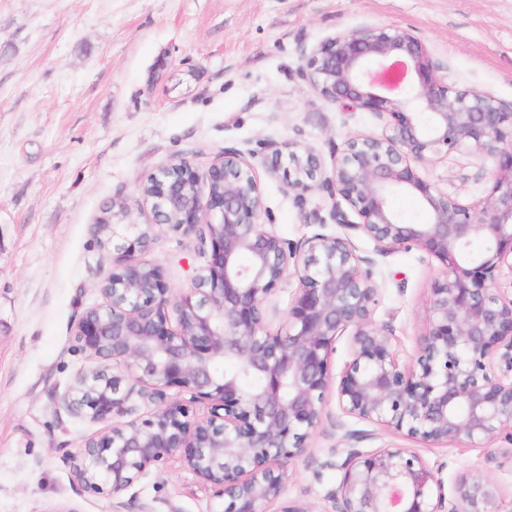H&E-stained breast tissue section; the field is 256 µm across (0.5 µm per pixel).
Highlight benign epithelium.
I'll list each match as a JSON object with an SVG mask.
<instances>
[{"mask_svg":"<svg viewBox=\"0 0 512 512\" xmlns=\"http://www.w3.org/2000/svg\"><path fill=\"white\" fill-rule=\"evenodd\" d=\"M298 76L345 112L389 118L380 136H349L328 174L296 142L267 144L271 172H283L288 192L300 203L314 190L327 192L345 233H318L294 246L266 228L255 170L234 148L203 177L185 160L152 174L151 193L138 197L152 222L114 224L105 242L117 252L100 284L105 302L74 329L95 367L76 376L64 400L95 422L131 413L136 385L156 403L148 418L112 426L72 457L84 491L113 496L177 456L228 498L224 512H268L288 463L306 452L321 424L334 384L330 358L346 332L353 358L334 384L345 414L431 445H490L512 427V297L499 283L503 269L512 271V106L455 88L424 40L398 25L326 38ZM457 152L494 161L480 207L418 173L417 166ZM395 191L414 196L429 221H403L389 204ZM162 229L200 243L204 263L185 292L169 287L160 266L136 257ZM357 236L381 256L415 247L443 267L431 288L428 330L408 366L371 318L379 284ZM288 275L299 288L272 333L265 302ZM121 364L128 375L114 372ZM244 375L259 384L246 389ZM170 388L207 403V415H191L167 396ZM341 469L332 512H500L492 478L462 476L448 497L437 472L410 448L364 454L351 446Z\"/></svg>","mask_w":512,"mask_h":512,"instance_id":"benign-epithelium-1","label":"benign epithelium"}]
</instances>
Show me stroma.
Returning <instances> with one entry per match:
<instances>
[{"instance_id":"stroma-1","label":"stroma","mask_w":512,"mask_h":512,"mask_svg":"<svg viewBox=\"0 0 512 512\" xmlns=\"http://www.w3.org/2000/svg\"><path fill=\"white\" fill-rule=\"evenodd\" d=\"M383 24L412 29L456 88L512 104V0H0V512H222L223 496L176 457L114 497L72 479L71 457L105 429L63 403L92 366L74 326L103 303L98 284L112 268L95 221L119 198L136 223H151L135 202L152 173L186 160L203 175L233 147L255 168L269 229L295 245L339 233L327 193L297 203L265 144L300 143L328 171L349 135L384 133L385 119L341 111L298 76L324 39ZM493 168L453 153L419 173L479 205ZM356 244L376 260L372 318L409 363L442 266L416 248L379 257L370 239ZM142 258L178 293L202 264L195 238L168 231ZM352 430L364 432L365 453L414 449L446 491L462 474L491 477L512 512L511 435L490 448L430 445L346 416L332 392L308 452L287 466L276 512H326Z\"/></svg>"}]
</instances>
